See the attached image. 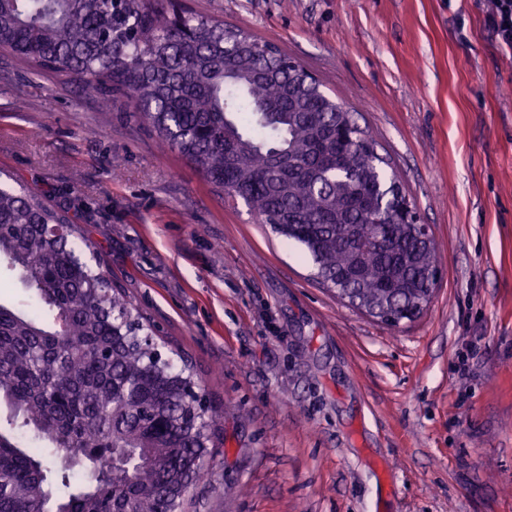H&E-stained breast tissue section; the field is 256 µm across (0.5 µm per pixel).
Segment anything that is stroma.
<instances>
[{"label": "stroma", "instance_id": "stroma-1", "mask_svg": "<svg viewBox=\"0 0 512 512\" xmlns=\"http://www.w3.org/2000/svg\"><path fill=\"white\" fill-rule=\"evenodd\" d=\"M179 5L316 76L388 159L439 269L422 316L387 326L126 98L0 50V169L81 224L224 410L186 512H512V47L489 0Z\"/></svg>", "mask_w": 512, "mask_h": 512}]
</instances>
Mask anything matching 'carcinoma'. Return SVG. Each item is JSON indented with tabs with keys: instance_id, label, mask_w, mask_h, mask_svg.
Instances as JSON below:
<instances>
[{
	"instance_id": "obj_1",
	"label": "carcinoma",
	"mask_w": 512,
	"mask_h": 512,
	"mask_svg": "<svg viewBox=\"0 0 512 512\" xmlns=\"http://www.w3.org/2000/svg\"><path fill=\"white\" fill-rule=\"evenodd\" d=\"M268 42L166 0H0V49L36 73L128 98L160 143L217 191L304 247L316 279L395 322L423 292L424 249L382 197L396 184L372 140ZM80 228L0 184V258L52 321L0 303V512H182L222 414L193 398L194 366L165 358L125 289L77 251ZM28 428L91 476L71 488L14 432ZM106 457L103 467L99 459Z\"/></svg>"
}]
</instances>
